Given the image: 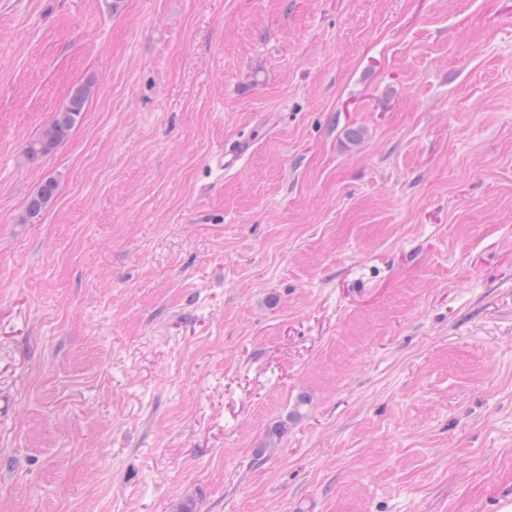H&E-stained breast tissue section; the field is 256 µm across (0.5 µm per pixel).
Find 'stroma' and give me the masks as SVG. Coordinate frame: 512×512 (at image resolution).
<instances>
[{
	"label": "stroma",
	"instance_id": "obj_1",
	"mask_svg": "<svg viewBox=\"0 0 512 512\" xmlns=\"http://www.w3.org/2000/svg\"><path fill=\"white\" fill-rule=\"evenodd\" d=\"M190 500L512 504V0H0V512ZM91 89L92 82L87 81L71 90L65 103L54 113L40 135L26 145L25 154L30 160L51 154L69 137L84 112ZM250 143V138H246L225 147L224 155L217 160L219 170L227 172L236 168L249 152ZM58 190L55 178L47 177L40 184L39 188L29 198L25 206L20 223L34 224L40 219L43 212L52 204Z\"/></svg>",
	"mask_w": 512,
	"mask_h": 512
}]
</instances>
